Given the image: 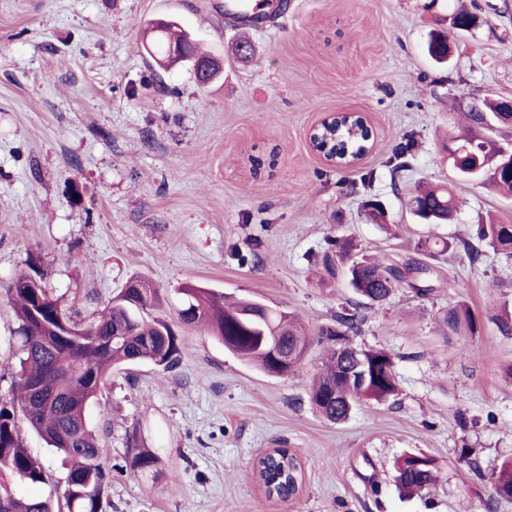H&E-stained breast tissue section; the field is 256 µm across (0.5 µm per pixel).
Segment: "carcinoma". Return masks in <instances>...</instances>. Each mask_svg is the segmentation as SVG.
Segmentation results:
<instances>
[{
	"label": "carcinoma",
	"instance_id": "carcinoma-1",
	"mask_svg": "<svg viewBox=\"0 0 512 512\" xmlns=\"http://www.w3.org/2000/svg\"><path fill=\"white\" fill-rule=\"evenodd\" d=\"M150 56L161 67L174 65L172 52L179 49L207 61L210 54L198 52L187 32L177 25L148 29ZM448 36L434 33L427 43L428 55L437 63L448 62ZM505 102L483 105L480 112H466L468 125L443 143L444 151L455 156L448 164L461 182L488 181L495 190L512 194V168L499 156V139L511 124L497 121ZM336 146L339 161L348 162L366 142L362 126L351 121L336 131L319 132ZM413 217L423 224H446L457 211V198L448 187H419L408 200ZM476 239L497 253L512 257V224L489 216L476 227ZM322 257L332 278L342 277L370 306L382 305L394 288L407 284L420 296L435 291L425 262L408 261L400 266L362 257L344 264L352 245L330 241ZM46 273L29 266L5 288L17 321L19 369L13 377V393L0 402V512H60L50 497L23 496L9 480L18 477L30 484L45 482V471L25 447L20 425L25 423L59 455L68 473L63 493L67 512H104L107 451L91 429L88 408L105 384L111 369L149 360L169 369L181 360L183 344L166 321L149 316L158 307L159 290L148 282L134 280L116 295L98 316L85 321L65 308L45 286ZM186 308L178 312L185 325L196 327L222 343L242 360L271 374L270 353L256 342L257 336H271L288 357V369L295 368L313 345L326 347L320 370L312 378L309 398L318 413L331 423L347 420L363 401L383 403L394 397L398 387L391 355L354 343L360 319L341 314L314 333L305 332L295 318L283 311L263 310L257 300L228 303L224 296L207 288L185 286ZM448 335L474 333L479 321L470 307L458 304L442 319ZM45 383L50 400L37 401L30 387ZM134 449L131 468L148 470L156 455L139 441L129 438ZM298 463L285 448L259 459L252 475L276 494L296 475ZM435 481V459L423 453L399 458L395 485L405 492H421ZM492 497L497 503H512V462L491 477Z\"/></svg>",
	"mask_w": 512,
	"mask_h": 512
}]
</instances>
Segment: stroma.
<instances>
[{"instance_id":"1","label":"stroma","mask_w":512,"mask_h":512,"mask_svg":"<svg viewBox=\"0 0 512 512\" xmlns=\"http://www.w3.org/2000/svg\"><path fill=\"white\" fill-rule=\"evenodd\" d=\"M460 7L482 24L449 32L451 60L438 67L426 42ZM276 16L251 29L225 24L224 0H0V399L16 367L4 290L18 272L37 263L86 319L143 279L184 348L168 370L114 369L88 409L108 451V512H512L491 506L489 482L512 460V335L494 320L512 312V259L474 265L463 247L486 215L512 223V196L463 184L449 224L414 223L406 205L418 184L454 181L439 139L466 125L461 97L512 101V0H285ZM160 18L222 61L213 83L200 85L188 62L156 66L143 36ZM242 36L254 48L246 63L231 53ZM328 112L370 121L373 148L352 168L309 146ZM409 137V165L394 169ZM372 197L388 229L368 222ZM330 238L396 265L419 240L453 244L433 263L432 295L403 284L363 309L355 341L391 354L399 391L340 424L309 400L317 350L271 377L178 317L190 283L311 329L331 322L356 296L315 261ZM460 302L480 331L442 336L440 318ZM135 430L158 457L150 470L129 466ZM21 434L47 479L17 492L62 495L59 458ZM270 448L303 462L290 501L266 498L252 478ZM407 452L435 458L439 475L410 498L392 482Z\"/></svg>"}]
</instances>
